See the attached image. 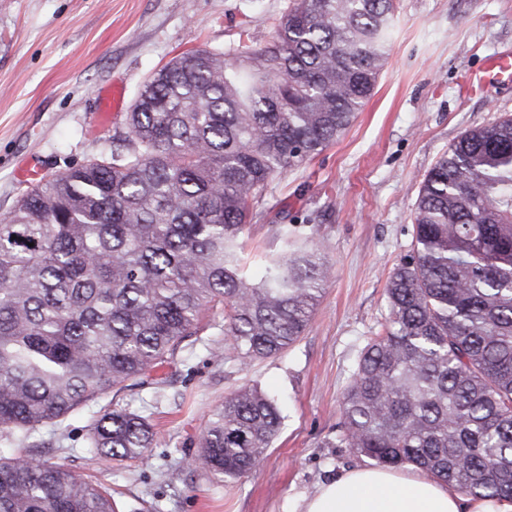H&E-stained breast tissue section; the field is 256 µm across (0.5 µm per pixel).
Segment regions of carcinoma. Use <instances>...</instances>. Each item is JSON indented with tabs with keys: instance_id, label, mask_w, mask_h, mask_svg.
<instances>
[{
	"instance_id": "cac0c4a2",
	"label": "carcinoma",
	"mask_w": 512,
	"mask_h": 512,
	"mask_svg": "<svg viewBox=\"0 0 512 512\" xmlns=\"http://www.w3.org/2000/svg\"><path fill=\"white\" fill-rule=\"evenodd\" d=\"M395 0H291L267 46L183 53L144 84L111 158L31 186L0 216V437L25 446L157 370L207 315L244 359L306 330L330 276L294 224L246 252L269 181L336 141L372 94ZM414 247L386 285L336 443L474 498L512 500V117L467 130L427 172ZM281 424L256 387L224 398L192 465L253 472ZM145 417L104 407L87 449L141 457ZM0 512H114L61 464L0 455Z\"/></svg>"
}]
</instances>
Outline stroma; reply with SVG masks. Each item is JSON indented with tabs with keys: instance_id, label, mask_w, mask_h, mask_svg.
I'll return each instance as SVG.
<instances>
[{
	"instance_id": "1",
	"label": "stroma",
	"mask_w": 512,
	"mask_h": 512,
	"mask_svg": "<svg viewBox=\"0 0 512 512\" xmlns=\"http://www.w3.org/2000/svg\"><path fill=\"white\" fill-rule=\"evenodd\" d=\"M289 0H0V215L45 176L108 157L145 80L182 53L271 42ZM388 63L353 125L321 154L270 182L248 247L272 241L279 210L324 248L331 276L296 343L243 360L223 325L187 338L173 359L118 395L45 426L26 456L103 483L116 512H299L317 485L372 459L337 446L343 392L362 348L382 332L391 270L413 250L420 184L463 132L512 115V82L460 91L486 57L512 54V0H396ZM123 88L99 125L102 94ZM244 386L275 396L279 432L258 470L233 479L192 467L212 409ZM118 404L153 425L142 458L103 462L86 446L99 408Z\"/></svg>"
}]
</instances>
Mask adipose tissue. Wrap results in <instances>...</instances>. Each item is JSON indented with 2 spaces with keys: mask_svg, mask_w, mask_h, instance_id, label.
Masks as SVG:
<instances>
[{
  "mask_svg": "<svg viewBox=\"0 0 512 512\" xmlns=\"http://www.w3.org/2000/svg\"><path fill=\"white\" fill-rule=\"evenodd\" d=\"M301 512H512V502L464 497L421 472L356 467L318 486Z\"/></svg>",
  "mask_w": 512,
  "mask_h": 512,
  "instance_id": "obj_1",
  "label": "adipose tissue"
}]
</instances>
